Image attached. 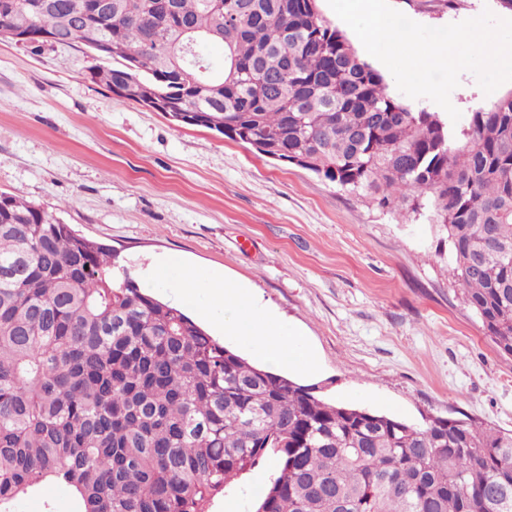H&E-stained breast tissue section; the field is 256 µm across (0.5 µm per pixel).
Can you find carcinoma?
<instances>
[{
    "label": "carcinoma",
    "instance_id": "1",
    "mask_svg": "<svg viewBox=\"0 0 512 512\" xmlns=\"http://www.w3.org/2000/svg\"><path fill=\"white\" fill-rule=\"evenodd\" d=\"M0 8L42 44L104 39L92 82L151 102L381 212L432 224L485 335L512 356V91L454 129L391 95L316 0H78ZM224 44L215 77L182 54ZM118 254L0 194V512L67 485L76 512H209L273 454L254 512H512V433L409 424L250 364L148 294Z\"/></svg>",
    "mask_w": 512,
    "mask_h": 512
}]
</instances>
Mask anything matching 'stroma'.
<instances>
[{
	"instance_id": "stroma-1",
	"label": "stroma",
	"mask_w": 512,
	"mask_h": 512,
	"mask_svg": "<svg viewBox=\"0 0 512 512\" xmlns=\"http://www.w3.org/2000/svg\"><path fill=\"white\" fill-rule=\"evenodd\" d=\"M442 27L495 0H390ZM80 43L0 39V192L113 246L140 287L156 258L223 270L292 323L318 357L289 378L324 398L409 423L464 416L512 431V357L462 299L434 225L384 214L299 166L93 83L109 67ZM274 459L239 476L210 512H253Z\"/></svg>"
}]
</instances>
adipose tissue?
Wrapping results in <instances>:
<instances>
[{
  "label": "adipose tissue",
  "mask_w": 512,
  "mask_h": 512,
  "mask_svg": "<svg viewBox=\"0 0 512 512\" xmlns=\"http://www.w3.org/2000/svg\"><path fill=\"white\" fill-rule=\"evenodd\" d=\"M154 277L171 283L179 296L204 295L201 315L257 354L302 370L313 367L314 355L298 333L272 310L259 306L245 286L225 278L223 272L198 274L178 258L169 257L156 265Z\"/></svg>",
  "instance_id": "obj_1"
}]
</instances>
